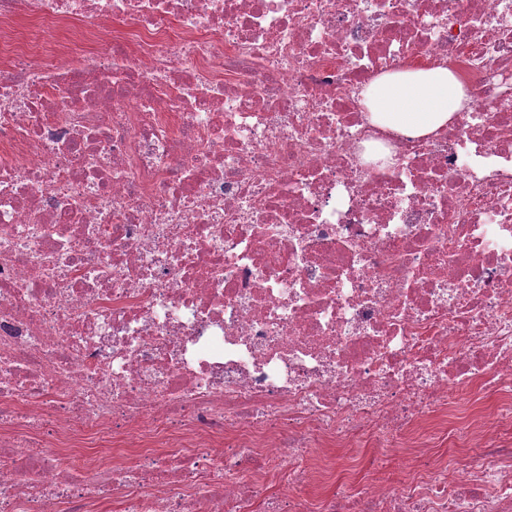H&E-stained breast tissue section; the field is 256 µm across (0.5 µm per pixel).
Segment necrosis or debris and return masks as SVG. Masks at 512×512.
<instances>
[{"label":"necrosis or debris","mask_w":512,"mask_h":512,"mask_svg":"<svg viewBox=\"0 0 512 512\" xmlns=\"http://www.w3.org/2000/svg\"><path fill=\"white\" fill-rule=\"evenodd\" d=\"M0 448V512H512V0H0ZM15 27L18 35L23 39L29 34L36 36L46 51H50L56 43L64 41L68 36L65 28H61L60 30H45L44 28H40L39 32L32 31L35 29V25H31L23 16L18 19ZM360 96L374 124L405 136L436 134L469 100L448 68L385 74Z\"/></svg>","instance_id":"obj_1"}]
</instances>
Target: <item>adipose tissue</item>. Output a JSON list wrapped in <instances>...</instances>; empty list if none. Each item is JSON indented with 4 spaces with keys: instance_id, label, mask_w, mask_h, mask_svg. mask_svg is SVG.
<instances>
[{
    "instance_id": "ef3b65f1",
    "label": "adipose tissue",
    "mask_w": 512,
    "mask_h": 512,
    "mask_svg": "<svg viewBox=\"0 0 512 512\" xmlns=\"http://www.w3.org/2000/svg\"><path fill=\"white\" fill-rule=\"evenodd\" d=\"M361 97L374 124L405 136L437 133L468 103L461 82L445 68L382 75Z\"/></svg>"
}]
</instances>
